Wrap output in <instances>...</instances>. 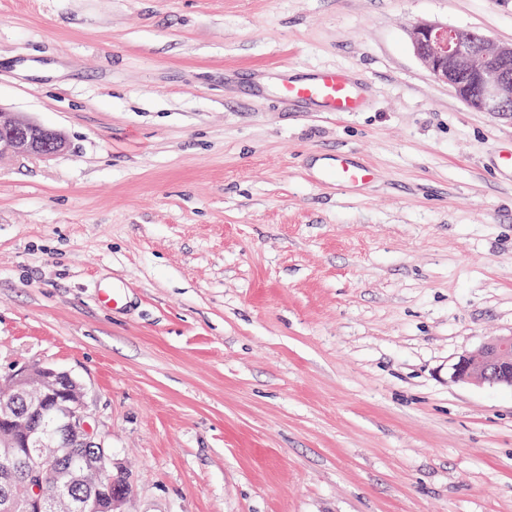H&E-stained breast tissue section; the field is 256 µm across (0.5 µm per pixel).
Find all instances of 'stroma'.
<instances>
[{
  "label": "stroma",
  "mask_w": 512,
  "mask_h": 512,
  "mask_svg": "<svg viewBox=\"0 0 512 512\" xmlns=\"http://www.w3.org/2000/svg\"><path fill=\"white\" fill-rule=\"evenodd\" d=\"M425 22L512 43V0H0V107L69 142L0 157V376L79 380L121 512H512V390L450 376L512 334V112ZM409 34L414 52L432 76L468 106L480 112H512V43H493L443 24L415 25ZM466 75L473 78V87L464 84ZM277 93L288 102L308 103L320 112H359L364 106L362 85L336 68L321 69L303 80L285 75ZM374 175L371 166L351 161L347 156L338 153L328 158L321 172V180L353 190L371 182Z\"/></svg>",
  "instance_id": "1"
}]
</instances>
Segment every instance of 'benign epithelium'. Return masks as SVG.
<instances>
[{"instance_id":"1","label":"benign epithelium","mask_w":512,"mask_h":512,"mask_svg":"<svg viewBox=\"0 0 512 512\" xmlns=\"http://www.w3.org/2000/svg\"><path fill=\"white\" fill-rule=\"evenodd\" d=\"M416 55L432 76L448 85L468 106L480 112H508L512 102V43H493L469 30L443 24H420L410 29ZM68 150L65 135L33 118L0 108V156L3 154L49 158ZM452 377L464 383L505 386L512 389V334L496 336L480 348L458 357L451 365ZM63 372L41 364L20 367L0 379V474L9 475L15 465L13 449H31L27 479L34 489L53 482L58 476H71L80 482L91 476L111 472L110 457L101 455L93 461L72 468L62 467L61 448L75 436L96 448L104 447L92 424L91 413L80 383L68 384L62 408L65 418L61 439H43L32 435L25 440L20 430L36 428V411L24 413L17 406L20 393L56 397L57 377ZM34 512H77L78 505L59 495L51 500L40 497L29 501Z\"/></svg>"}]
</instances>
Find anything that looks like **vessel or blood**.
<instances>
[{
	"instance_id": "b4317fda",
	"label": "vessel or blood",
	"mask_w": 512,
	"mask_h": 512,
	"mask_svg": "<svg viewBox=\"0 0 512 512\" xmlns=\"http://www.w3.org/2000/svg\"><path fill=\"white\" fill-rule=\"evenodd\" d=\"M277 93L289 102L308 103L322 112H358L364 106L361 84L346 71L336 68L319 70L303 80L283 77ZM373 178L371 166L351 161L340 153L330 157L321 172L322 181L348 190L359 188Z\"/></svg>"
}]
</instances>
